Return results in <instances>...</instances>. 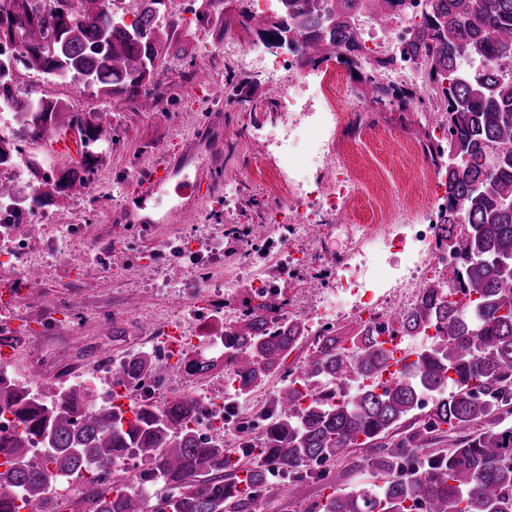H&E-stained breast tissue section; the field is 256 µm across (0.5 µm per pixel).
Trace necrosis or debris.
Masks as SVG:
<instances>
[{"label":"necrosis or debris","instance_id":"1","mask_svg":"<svg viewBox=\"0 0 512 512\" xmlns=\"http://www.w3.org/2000/svg\"><path fill=\"white\" fill-rule=\"evenodd\" d=\"M427 11V0H407L405 7L390 23H377L370 14L360 13L352 24L360 41L359 57L372 62L383 59L385 67L376 72L378 81L390 84L413 80L422 70L421 59L406 52ZM224 41V59L239 70H252L269 86H276L281 72L297 75L288 94L278 98V114L266 130V142L275 144V179L286 189L284 202L265 215V221L277 225L278 236L254 239L244 234V247L225 257L223 245L212 247L208 255L197 258L193 282L187 288L188 313L204 321L207 333L196 337L178 329L171 317L163 316L154 324V347L161 357L192 351L207 359L224 355V337L234 325V314L210 304L204 295L223 292L225 300H234L238 288L234 268L251 273L249 298L252 302L277 299L278 281L293 277L300 250L317 256V265L308 267L306 277L319 284L314 302L289 305V316L302 321L309 335L320 336L335 328L343 318L352 319L356 328H368L397 349L416 348L415 337L397 331L393 316L411 308L423 288L443 276L454 280L458 257L445 247H437L438 213L447 197V187L434 171L429 155H422L425 176L421 196L415 204L392 203L375 224L341 223L330 225V233L342 238L346 246L331 257H324L322 236L313 232L326 214L348 210L352 202L368 193L369 186L358 177L345 156L334 148V136L342 124L362 123L368 110L365 85L353 84L339 69L325 71L319 81L300 79L303 69L300 53L289 47L275 59H267L257 48L251 29L234 23ZM323 99L327 107L307 111L304 99ZM51 218L36 209L29 197L16 194L0 196V256H7L19 274L11 285L18 297L30 288L28 270L37 255L61 251L65 244L81 239L82 224L58 225L43 240L31 241L25 228L47 224ZM200 411L193 426L200 438L215 444L224 441V400L202 393Z\"/></svg>","mask_w":512,"mask_h":512}]
</instances>
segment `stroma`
<instances>
[{
  "label": "stroma",
  "instance_id": "1",
  "mask_svg": "<svg viewBox=\"0 0 512 512\" xmlns=\"http://www.w3.org/2000/svg\"><path fill=\"white\" fill-rule=\"evenodd\" d=\"M201 4L202 0H166L161 23L174 26L185 38L190 57L159 67L154 111H142L138 103L123 97L99 98L96 87L81 80L60 84L38 71L16 67L20 96L45 95L76 108H96L103 126L112 131L108 150L87 174V193L60 194L42 207L55 223L88 225V237L72 243L68 254L44 255L40 275L22 300L4 287L15 275L14 266L0 263V318L13 319L24 341L39 342L70 358H96L107 352L123 357L149 350L150 312L181 315V297L153 286L160 277L179 284L190 279L191 268L178 257V250H201L225 229L262 223L267 209L282 202L285 189L274 183L264 137L276 99L288 86L283 83L275 89L250 73L230 69L224 61L222 23L214 14L202 18ZM201 67L208 70L209 83H198ZM229 81L243 83V93L254 101V108L226 98L224 86ZM430 130L429 121L394 106L372 108L364 126L338 130L337 149L370 187L369 194L347 211V220L376 222L378 203L392 201L398 190L405 201H416L420 179L414 149L429 141ZM400 131L409 132L411 143L397 139ZM162 160L173 180L189 175L210 192L201 201L185 199L190 209L186 216L171 215L175 201L168 196L144 204L135 196L137 186ZM218 168L239 179L237 203L230 210L224 207V186L213 176ZM163 240L168 243L164 249L159 246ZM98 249L111 253L123 275L75 265V254ZM104 304L112 307L108 322L94 315ZM49 307L55 308L58 322L50 331L36 316ZM77 308L85 325L74 333L68 324ZM329 492L325 481L313 478L286 485L270 497L268 512H310Z\"/></svg>",
  "mask_w": 512,
  "mask_h": 512
}]
</instances>
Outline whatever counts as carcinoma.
Listing matches in <instances>:
<instances>
[{
  "instance_id": "obj_1",
  "label": "carcinoma",
  "mask_w": 512,
  "mask_h": 512,
  "mask_svg": "<svg viewBox=\"0 0 512 512\" xmlns=\"http://www.w3.org/2000/svg\"><path fill=\"white\" fill-rule=\"evenodd\" d=\"M0 0V45L15 47L13 61L36 68L53 81L74 74L97 86L105 97L140 99L167 57L185 48L172 31L158 24L165 0H139L130 25L112 12V0ZM280 12L294 33L303 64L319 63L338 50L357 45L351 24L367 11L387 18L403 0H279ZM233 20L276 39L282 29L255 25L250 10ZM426 64L427 82L442 87V118L448 142L427 146L448 184L441 208V238L456 249L463 276L457 290L466 304L442 298L444 284L433 281L415 305L396 313L394 321L408 335L435 334L416 360L389 386L377 379L389 368L391 353L368 330L355 335V351L341 348L340 337L314 338L312 355L302 366L310 383H327L303 403L296 382L286 379L285 362L307 341L305 325L288 317V302L259 303L242 310L233 333L224 338L222 361L186 360L190 376L223 364L238 397L249 395L279 376L272 414L259 434L235 438V449L202 441L191 427L198 410L192 396H173L164 406L142 403L131 416L120 407H98V394L85 387L64 386L43 399L0 374V414L9 413L14 432L0 436V512H20L38 501L42 512L62 481L83 486L96 473H113L112 484L97 486L79 498L84 512H261L275 484L268 470L276 466L288 483L313 477L311 464L349 457L355 446L373 452L354 463L385 477L347 490L324 474L332 492L318 512H408L424 503L426 512H512V275L500 270L512 262V82L499 76L497 62L512 56V0H429L423 23L407 45ZM12 65H0V105L25 117L30 139L38 142L49 129H71L83 147L81 170L72 169L34 196L40 204L56 194L83 192L97 157L90 146L105 142L103 125L93 109H70L45 95L21 98L15 91ZM448 86H442L443 79ZM370 84L375 99L390 96L402 111L416 96L414 87ZM455 155L458 167L444 159ZM162 371L153 357L134 353L112 373L115 387L130 391L139 381ZM350 374L370 375L376 382L343 401L328 381ZM434 400L421 413V400ZM425 417L424 429L404 426ZM396 443H384L392 433ZM459 439L445 454L424 457L420 449L442 437ZM39 441L45 462L29 459ZM149 461L137 474L122 473L130 449ZM163 482L159 503L146 488Z\"/></svg>"
}]
</instances>
